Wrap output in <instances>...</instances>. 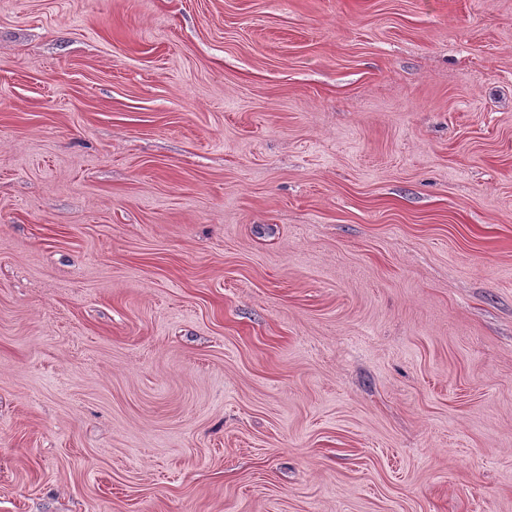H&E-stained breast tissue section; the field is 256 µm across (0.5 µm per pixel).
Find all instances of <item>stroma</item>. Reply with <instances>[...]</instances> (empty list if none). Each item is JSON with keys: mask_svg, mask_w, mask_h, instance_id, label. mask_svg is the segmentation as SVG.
<instances>
[{"mask_svg": "<svg viewBox=\"0 0 512 512\" xmlns=\"http://www.w3.org/2000/svg\"><path fill=\"white\" fill-rule=\"evenodd\" d=\"M0 512H512V0H0Z\"/></svg>", "mask_w": 512, "mask_h": 512, "instance_id": "35a3bbf8", "label": "stroma"}]
</instances>
